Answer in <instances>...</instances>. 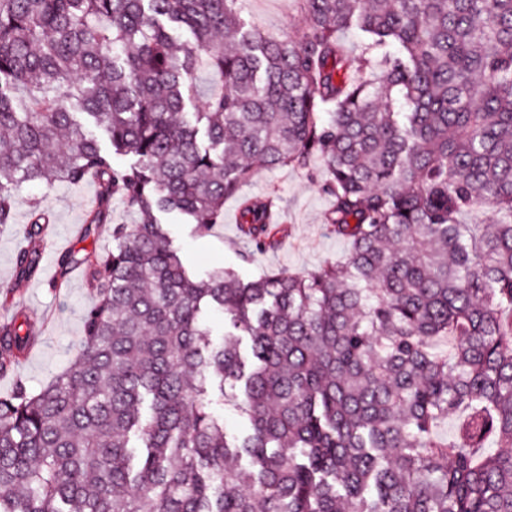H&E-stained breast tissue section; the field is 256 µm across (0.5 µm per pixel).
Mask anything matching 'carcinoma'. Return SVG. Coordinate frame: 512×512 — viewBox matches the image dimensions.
<instances>
[{"label": "carcinoma", "instance_id": "1", "mask_svg": "<svg viewBox=\"0 0 512 512\" xmlns=\"http://www.w3.org/2000/svg\"><path fill=\"white\" fill-rule=\"evenodd\" d=\"M238 2L0 0V224L16 184L94 176L88 223L112 225L106 254L58 258L96 295L74 359L0 397V512H512V0H301L286 39ZM201 68L222 92L201 98ZM315 156L344 260L188 273L162 214L207 231L256 171ZM483 205L494 223L461 222ZM273 206L241 207L258 251ZM32 340L0 326V370Z\"/></svg>", "mask_w": 512, "mask_h": 512}]
</instances>
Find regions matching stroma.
Returning a JSON list of instances; mask_svg holds the SVG:
<instances>
[{
    "mask_svg": "<svg viewBox=\"0 0 512 512\" xmlns=\"http://www.w3.org/2000/svg\"><path fill=\"white\" fill-rule=\"evenodd\" d=\"M243 16L263 32L277 37L295 33L304 23L300 0H241ZM325 178L321 160L310 169L292 166L259 172L244 188L247 194L275 193L277 217L285 234L275 248L260 252L251 248L239 228L237 197L224 202V221L208 232L185 223L176 214L164 218L183 263L199 277L218 269L233 271L252 280L271 271L309 272L341 260L348 244L336 238L325 221L331 199L320 185ZM95 183L56 185L46 189L37 182L17 188L13 221L0 224V324L22 314L31 322L44 323L38 343L10 371L0 375V393H11L17 384L37 390L64 370L77 352L82 335V316L94 301L85 277L71 275L62 287L48 286V278L59 275V254L84 256L106 253L112 247V224H131L135 215L119 198L112 201V222L88 227L86 217L98 194ZM51 215L48 231L58 244L55 252H43L37 275L17 277L15 261L26 244L25 231L32 203Z\"/></svg>",
    "mask_w": 512,
    "mask_h": 512,
    "instance_id": "stroma-1",
    "label": "stroma"
}]
</instances>
